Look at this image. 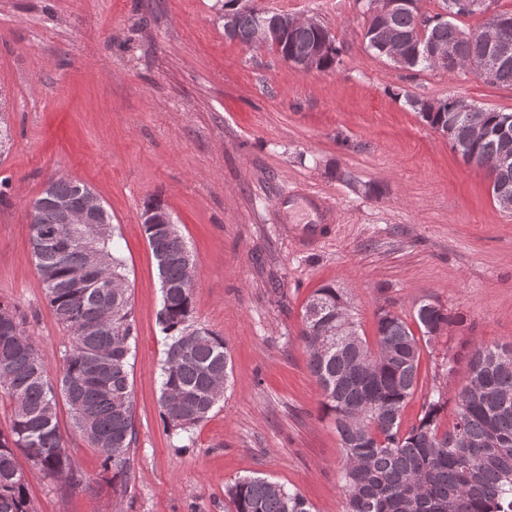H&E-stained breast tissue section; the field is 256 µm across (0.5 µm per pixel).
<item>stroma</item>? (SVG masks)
Instances as JSON below:
<instances>
[{"instance_id":"35a3bbf8","label":"stroma","mask_w":512,"mask_h":512,"mask_svg":"<svg viewBox=\"0 0 512 512\" xmlns=\"http://www.w3.org/2000/svg\"><path fill=\"white\" fill-rule=\"evenodd\" d=\"M251 4L316 19L335 36L338 63L307 72L228 39L217 0H0V113L12 133L0 154V305L25 315L58 378L69 336L48 305L29 224L47 183L66 177L112 215L137 327L126 491L104 480L62 403L81 482L45 478L19 457L35 512H226L227 486L255 474L298 489L312 512H342L340 443L299 338L323 286L347 293L370 342L383 310L410 323L428 300L453 316L421 347L405 431L436 396L451 427L469 352L512 342V211L494 201L487 171L406 103L461 97L512 112V86L467 68L408 76L367 48L360 0ZM307 192L336 214L310 246L300 242L318 221ZM153 198L194 254V318L232 358L209 418L177 435L160 417L161 290L141 219Z\"/></svg>"}]
</instances>
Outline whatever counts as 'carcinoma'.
Masks as SVG:
<instances>
[{"mask_svg":"<svg viewBox=\"0 0 512 512\" xmlns=\"http://www.w3.org/2000/svg\"><path fill=\"white\" fill-rule=\"evenodd\" d=\"M391 14L387 27L404 46L401 68L410 72L455 70V63L477 54L476 32L458 27L460 16L484 11L483 0H440L441 12L424 15L420 0ZM428 25L417 31L420 16ZM230 17L228 38L250 45L260 23L279 25L281 42L274 51L297 61L313 48L323 49L320 70L336 65L335 37L320 26L288 29L285 12L261 11L249 0H224L221 17ZM380 23L366 19L364 39L383 55ZM447 56L438 61L433 50ZM512 86V64L499 65L486 79ZM406 103L429 126L448 132L453 151L488 171L491 193L499 200L512 194V112L476 107L461 112L452 97L430 101L408 97ZM479 115L482 133L475 132ZM86 186L58 178L49 182L32 205L31 244L49 306L70 335L56 381L36 340L16 309L0 306V398L12 406L9 431H0V512H34L28 483L17 462L20 450L50 479L66 476L80 483L59 432L57 408L64 400L72 424L102 457L112 484L127 486L135 443V407L129 381L130 341L137 336L127 289L125 264L114 242L115 231L97 242L106 257L99 271L76 273L86 264L77 245H62L80 231L63 224L54 209L59 196H74ZM156 260L162 295L157 322L166 338L160 373V407L164 427L187 431L209 417L216 395L229 377L230 353L224 338L194 320L193 283L184 256L190 253L179 231L163 224H142ZM300 339L308 369L322 389V405L332 416L342 449L343 512H512V343L476 346L469 352V383L457 394L452 427L441 429V400L427 398L419 423L401 433V414L419 382L418 339L401 317L382 311L377 317L376 346H369L352 324L354 335L324 349L336 312L350 311L344 294L327 285L317 289L305 311ZM416 321L425 336L453 323L443 308L422 302ZM231 512H311L296 489L266 477L246 476L227 489Z\"/></svg>","mask_w":512,"mask_h":512,"instance_id":"carcinoma-1","label":"carcinoma"}]
</instances>
